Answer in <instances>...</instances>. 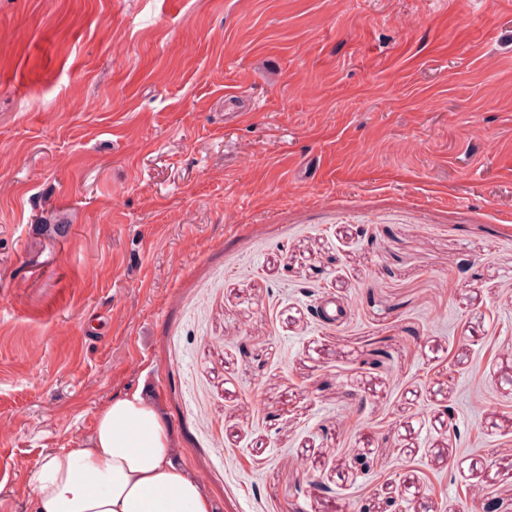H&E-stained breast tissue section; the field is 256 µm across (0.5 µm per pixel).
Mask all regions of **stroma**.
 Segmentation results:
<instances>
[{"label": "stroma", "instance_id": "stroma-1", "mask_svg": "<svg viewBox=\"0 0 512 512\" xmlns=\"http://www.w3.org/2000/svg\"><path fill=\"white\" fill-rule=\"evenodd\" d=\"M140 386L218 512H512V0H0V512Z\"/></svg>", "mask_w": 512, "mask_h": 512}]
</instances>
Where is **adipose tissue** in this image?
Here are the masks:
<instances>
[{"instance_id": "obj_1", "label": "adipose tissue", "mask_w": 512, "mask_h": 512, "mask_svg": "<svg viewBox=\"0 0 512 512\" xmlns=\"http://www.w3.org/2000/svg\"><path fill=\"white\" fill-rule=\"evenodd\" d=\"M31 512H214L176 459L162 411L142 390L107 401L79 447L45 458Z\"/></svg>"}]
</instances>
